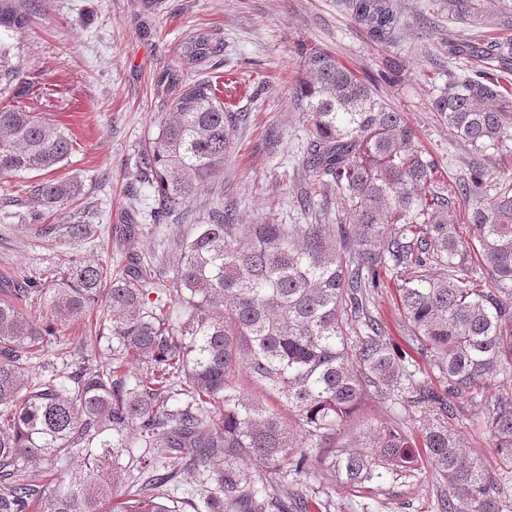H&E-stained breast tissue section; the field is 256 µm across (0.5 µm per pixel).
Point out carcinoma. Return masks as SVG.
I'll return each mask as SVG.
<instances>
[{
    "label": "carcinoma",
    "mask_w": 512,
    "mask_h": 512,
    "mask_svg": "<svg viewBox=\"0 0 512 512\" xmlns=\"http://www.w3.org/2000/svg\"><path fill=\"white\" fill-rule=\"evenodd\" d=\"M347 7L374 41L392 40L401 26L394 0ZM448 17L484 25L477 0H448ZM29 22L0 0V95L20 84L13 38ZM219 52L199 36L184 57L201 64ZM301 57L294 100L311 125L305 205L336 196V223L324 213L313 224H234L216 210L179 242L168 279L134 255L115 269L72 261L52 287L29 280L1 297L0 512H112L134 448L148 454L137 458L134 497L118 512H200L194 500L168 494L179 482L200 487L205 512H307L306 499L278 495L281 479L316 469L358 488L410 474L423 459L445 486L439 512H504L494 476L463 449L448 418L458 399L512 377V178L477 166L450 194L435 190L434 160L372 84L327 51ZM448 57L482 66L448 70L433 110L473 153L508 149L512 37L450 42ZM172 109L136 165L157 192L158 223L224 169L242 121L208 79L179 87ZM74 150L73 138L38 114L0 108L1 175L50 172ZM77 190L49 178L33 187L46 209ZM460 206L466 238L457 231ZM381 270L398 283L411 336L433 354L441 393L415 379L371 314ZM479 275L489 287H477ZM34 299L62 325L105 301L112 366L93 355L99 340L82 337L80 365L32 377L52 335L20 312ZM244 370L294 423L241 394ZM371 387L434 419L418 439L384 426L360 449L334 448ZM486 428L512 462V395L486 404ZM76 456L83 464L53 483L31 471L50 474Z\"/></svg>",
    "instance_id": "cac0c4a2"
}]
</instances>
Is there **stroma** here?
I'll return each instance as SVG.
<instances>
[{"label":"stroma","instance_id":"obj_1","mask_svg":"<svg viewBox=\"0 0 512 512\" xmlns=\"http://www.w3.org/2000/svg\"><path fill=\"white\" fill-rule=\"evenodd\" d=\"M31 14L14 40L28 95L0 99L16 104L71 134L76 150L52 171L75 183L79 195L44 212L54 239L29 224L39 210L31 188L38 173L0 175V281L39 278L51 284L66 260L120 261L129 254L158 256L172 270L178 240L224 206L237 224H308L300 206L310 179L302 165L308 140L306 115L293 102L301 78V48L331 52L413 128L433 157L435 184L448 188L472 162L512 177V153L473 157L455 138L432 100L448 79V43L464 34L449 20L445 0H396L402 26L388 42L372 41L353 20L345 0H15ZM224 46L223 55L194 68L179 59L180 47L196 31ZM223 80L225 106L243 112L232 135L223 173L204 184L182 219L155 228L150 218L154 191L136 175V161L158 123L171 114L175 86L191 80ZM87 224V240L68 237L74 222ZM370 310L385 338L415 371L417 380L442 391L429 353L410 336L399 308L397 286L385 281ZM449 428L471 455L480 457L499 485L512 488V463L493 448L483 428L484 407L459 399ZM399 423L420 435L422 409L369 391L336 437L340 446L365 440L371 427ZM281 496H306L309 512H438L440 493L431 467L400 479L386 478L359 491L323 482L318 472L288 478Z\"/></svg>","mask_w":512,"mask_h":512}]
</instances>
